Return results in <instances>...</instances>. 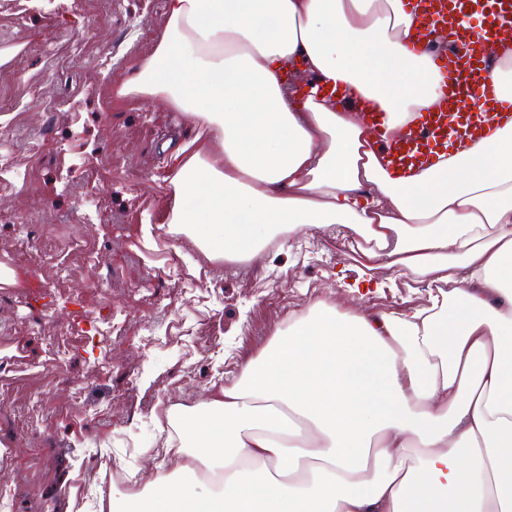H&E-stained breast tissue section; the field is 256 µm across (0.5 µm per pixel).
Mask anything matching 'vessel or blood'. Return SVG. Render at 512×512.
I'll use <instances>...</instances> for the list:
<instances>
[{
    "instance_id": "obj_1",
    "label": "vessel or blood",
    "mask_w": 512,
    "mask_h": 512,
    "mask_svg": "<svg viewBox=\"0 0 512 512\" xmlns=\"http://www.w3.org/2000/svg\"><path fill=\"white\" fill-rule=\"evenodd\" d=\"M416 20L415 50L434 54L448 75L441 99L396 138L385 137L378 113L364 118L391 167L408 172L448 148L465 147L512 118L497 97L491 54L512 50V0H407Z\"/></svg>"
}]
</instances>
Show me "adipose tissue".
Masks as SVG:
<instances>
[{
    "label": "adipose tissue",
    "instance_id": "obj_1",
    "mask_svg": "<svg viewBox=\"0 0 512 512\" xmlns=\"http://www.w3.org/2000/svg\"><path fill=\"white\" fill-rule=\"evenodd\" d=\"M414 27L405 0H165L112 84L190 130L155 224L210 262L336 224L363 241L350 293L388 268L428 295L289 312L237 379L157 415L176 475L110 487L99 512H512V119L414 175L387 167L360 105L396 134L446 81Z\"/></svg>",
    "mask_w": 512,
    "mask_h": 512
}]
</instances>
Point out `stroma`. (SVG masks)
<instances>
[{
	"label": "stroma",
	"mask_w": 512,
	"mask_h": 512,
	"mask_svg": "<svg viewBox=\"0 0 512 512\" xmlns=\"http://www.w3.org/2000/svg\"><path fill=\"white\" fill-rule=\"evenodd\" d=\"M165 0H0V150L28 183L0 187V512H94L86 483L118 468L141 483L175 470L148 455L153 409L194 405L237 376L288 311L317 298L392 312L424 285L394 276L351 299L336 286L356 249L336 227L247 263H201L186 239L156 233L165 145L183 131L157 104L111 102L132 53H149Z\"/></svg>",
	"instance_id": "stroma-1"
}]
</instances>
